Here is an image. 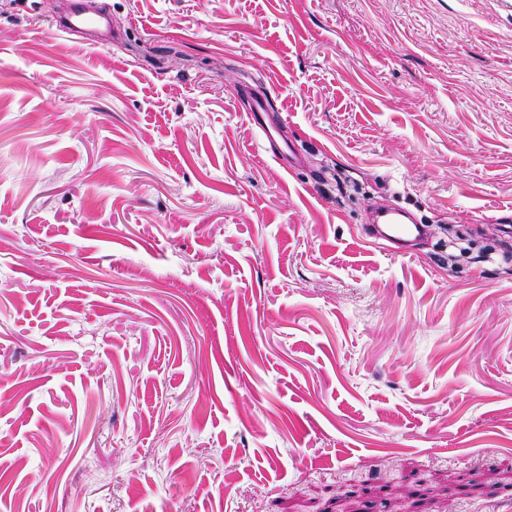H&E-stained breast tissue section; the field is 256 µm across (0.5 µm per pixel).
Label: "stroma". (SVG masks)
I'll return each mask as SVG.
<instances>
[{
  "instance_id": "35a3bbf8",
  "label": "stroma",
  "mask_w": 512,
  "mask_h": 512,
  "mask_svg": "<svg viewBox=\"0 0 512 512\" xmlns=\"http://www.w3.org/2000/svg\"><path fill=\"white\" fill-rule=\"evenodd\" d=\"M95 2L0 0V512L512 496V0ZM88 3L82 0L71 1L68 17L64 20L56 21V30L65 34H74L94 25V15L99 14V12L93 14L88 7ZM264 91L255 92L250 94V106L245 112L248 122L258 129L264 138L271 140V129L266 123V118L269 117L271 110L269 92L262 84ZM385 206L383 212V224H387L385 232L373 231L370 229L368 235L375 239L384 240L392 245L391 248L400 252L407 253L409 245L419 238L427 226L421 222L410 212Z\"/></svg>"
}]
</instances>
